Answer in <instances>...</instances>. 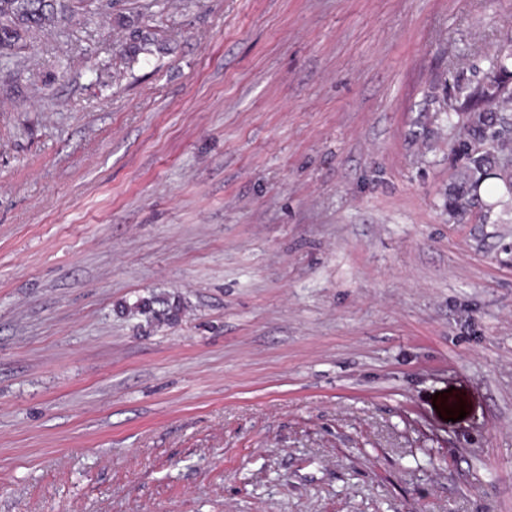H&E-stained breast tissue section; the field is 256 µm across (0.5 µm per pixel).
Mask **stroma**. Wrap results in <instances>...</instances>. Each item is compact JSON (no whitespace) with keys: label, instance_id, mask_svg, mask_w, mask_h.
Here are the masks:
<instances>
[{"label":"stroma","instance_id":"35a3bbf8","mask_svg":"<svg viewBox=\"0 0 512 512\" xmlns=\"http://www.w3.org/2000/svg\"><path fill=\"white\" fill-rule=\"evenodd\" d=\"M512 0H114L0 78V512H512ZM145 300L178 306L157 324ZM465 409L463 420L441 409ZM474 126V141L462 142L459 144V150L470 157L472 163V187L474 190L488 178L493 167L499 164V159L490 150L479 152L480 145L484 144L486 139V129L494 125V118L489 113L474 111L472 117Z\"/></svg>","mask_w":512,"mask_h":512}]
</instances>
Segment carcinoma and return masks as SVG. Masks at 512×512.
<instances>
[{
    "label": "carcinoma",
    "instance_id": "cac0c4a2",
    "mask_svg": "<svg viewBox=\"0 0 512 512\" xmlns=\"http://www.w3.org/2000/svg\"><path fill=\"white\" fill-rule=\"evenodd\" d=\"M84 8V0H0V73L10 70L18 61L32 34L48 31ZM472 124L474 140L460 143L459 150L470 157L472 187L477 189L499 164V159L488 150L478 151L486 142V129L494 125L493 116L476 111ZM138 308L145 316L158 321L172 320L178 314V308L173 306L157 310L151 301L141 302Z\"/></svg>",
    "mask_w": 512,
    "mask_h": 512
}]
</instances>
